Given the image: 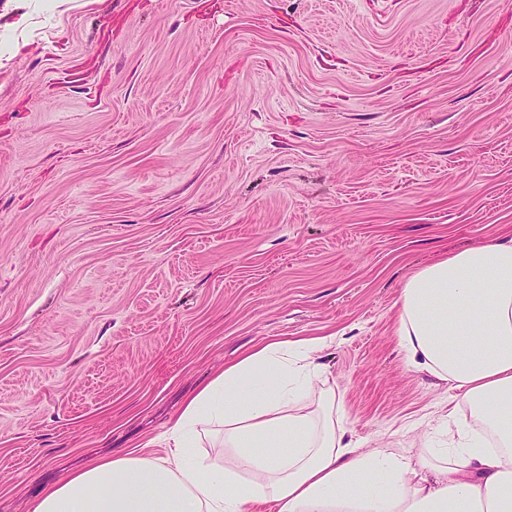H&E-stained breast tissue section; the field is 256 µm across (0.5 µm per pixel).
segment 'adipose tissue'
<instances>
[{
  "mask_svg": "<svg viewBox=\"0 0 512 512\" xmlns=\"http://www.w3.org/2000/svg\"><path fill=\"white\" fill-rule=\"evenodd\" d=\"M408 364L462 390L468 428L411 462L353 441L322 338L275 341L214 374L172 426L164 456L100 458L33 512H512V238L419 267L399 298ZM224 455L191 457L199 424Z\"/></svg>",
  "mask_w": 512,
  "mask_h": 512,
  "instance_id": "ef3b65f1",
  "label": "adipose tissue"
}]
</instances>
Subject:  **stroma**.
<instances>
[{"label": "stroma", "instance_id": "stroma-1", "mask_svg": "<svg viewBox=\"0 0 512 512\" xmlns=\"http://www.w3.org/2000/svg\"><path fill=\"white\" fill-rule=\"evenodd\" d=\"M0 512L321 353L362 449L438 447L406 278L512 237V0H0Z\"/></svg>", "mask_w": 512, "mask_h": 512}]
</instances>
